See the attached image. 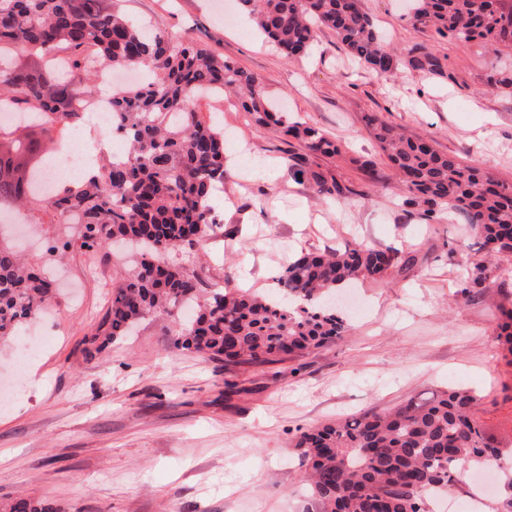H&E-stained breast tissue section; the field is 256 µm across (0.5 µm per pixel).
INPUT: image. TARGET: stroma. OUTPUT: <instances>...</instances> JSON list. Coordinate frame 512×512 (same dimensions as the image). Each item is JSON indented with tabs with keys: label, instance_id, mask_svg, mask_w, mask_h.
<instances>
[{
	"label": "stroma",
	"instance_id": "stroma-1",
	"mask_svg": "<svg viewBox=\"0 0 512 512\" xmlns=\"http://www.w3.org/2000/svg\"><path fill=\"white\" fill-rule=\"evenodd\" d=\"M402 58L380 77L328 30L309 54L284 58L249 26L239 0H123L127 16L194 41L257 75L290 119L320 128L341 156L311 166L353 189L325 201L290 172L299 152L274 129L251 126L234 97L200 99L224 127V189L213 201L220 227L186 258L231 288L272 295L281 269L303 251L365 243L409 257L382 280L359 279L342 308L350 330L303 358L243 370L181 349L169 318H146L133 335L85 350L104 319L125 250L75 249L61 294L32 322L43 351L26 365L15 339L0 340V505L37 499L56 512H306L298 430L368 410L427 401L470 388L487 434L512 439V368L496 338L489 301L502 275L460 215L425 223L407 212L404 189L366 123L377 115L426 135L439 151L512 182V90L496 83L512 59L481 43L460 45L413 30L412 0H361ZM441 57L444 70L411 69L412 48ZM373 161L371 173L358 164ZM104 275L86 276L88 262ZM481 295L459 293L477 267Z\"/></svg>",
	"mask_w": 512,
	"mask_h": 512
}]
</instances>
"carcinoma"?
Returning <instances> with one entry per match:
<instances>
[{
    "instance_id": "carcinoma-1",
    "label": "carcinoma",
    "mask_w": 512,
    "mask_h": 512,
    "mask_svg": "<svg viewBox=\"0 0 512 512\" xmlns=\"http://www.w3.org/2000/svg\"><path fill=\"white\" fill-rule=\"evenodd\" d=\"M258 29L279 52H306L315 29L336 33L346 50L379 76L398 70L401 59L387 48L360 0H241ZM410 25L466 46L512 45V8L504 0H416ZM31 54L0 73V106L31 115L26 123L0 127V199L26 210L35 222L72 215L83 226L79 248L98 252L117 239L136 241L135 264L113 273L112 300L96 338L106 346L147 315L180 318L193 302L196 318L181 328V345L224 365L258 368L321 347L347 331L324 293L360 278L382 279L409 261L390 247L359 244L332 252H307L276 278L282 304L239 288H208L202 274L179 254L220 228L210 205L224 186V131L198 110L203 95L228 91L258 128L274 127L306 156L340 154L319 128L274 111L260 78L194 43L174 45L168 33L128 19L105 0H0V45ZM408 64L438 73L441 58L422 47ZM146 66L154 79L112 95V127L125 143L122 161L104 160L72 189L48 197L34 191V175L55 136L84 112L103 70ZM384 159L405 186L403 204L436 221L461 214L493 260L512 256V182L463 164L429 140L367 117ZM294 176L327 199L341 201L351 188L305 164ZM46 268L26 263L0 243V339L12 336L52 300ZM498 339L512 367V291L501 290ZM480 397L450 388L433 399L410 401L392 412L363 413L302 430L295 447L310 472L307 512H431L428 493L447 492L479 467L500 484L493 512H512V448L483 430ZM0 512H54L21 498Z\"/></svg>"
}]
</instances>
